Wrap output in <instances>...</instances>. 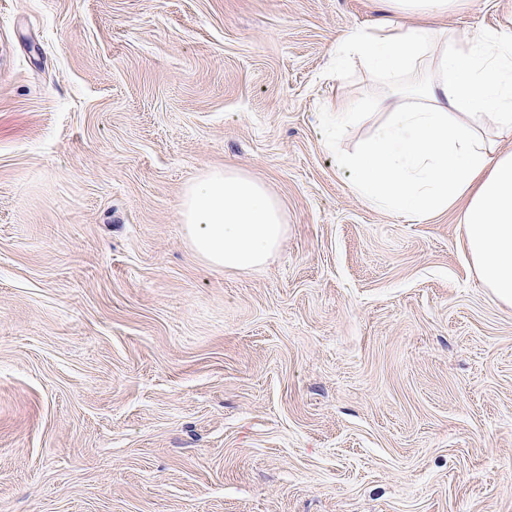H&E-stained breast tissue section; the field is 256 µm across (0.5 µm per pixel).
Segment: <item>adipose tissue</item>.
<instances>
[{"label": "adipose tissue", "mask_w": 512, "mask_h": 512, "mask_svg": "<svg viewBox=\"0 0 512 512\" xmlns=\"http://www.w3.org/2000/svg\"><path fill=\"white\" fill-rule=\"evenodd\" d=\"M376 32L336 40V70L356 59L387 90L372 138L339 165L369 207L422 221L462 205L463 241L492 295L512 305V151H495L481 125L512 137V26L475 36L407 27L405 14L437 15L455 0H388ZM180 218L210 267L249 271L279 249L287 225L266 187L235 168L213 169L184 190Z\"/></svg>", "instance_id": "ef3b65f1"}]
</instances>
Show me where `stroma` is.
<instances>
[{"mask_svg":"<svg viewBox=\"0 0 512 512\" xmlns=\"http://www.w3.org/2000/svg\"><path fill=\"white\" fill-rule=\"evenodd\" d=\"M503 0L435 24L477 34ZM384 0H0V512H512V307L462 214L367 206L337 37ZM236 168L288 233L216 270L180 203ZM364 103L354 97L344 96L336 98L332 105L330 117L336 123V127H342L352 122H358L365 118Z\"/></svg>","mask_w":512,"mask_h":512,"instance_id":"obj_1","label":"stroma"}]
</instances>
